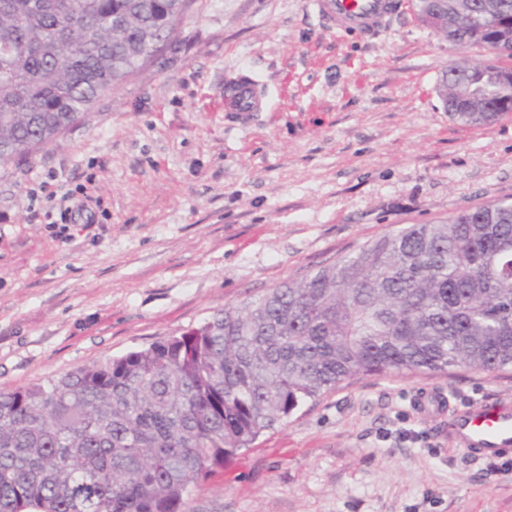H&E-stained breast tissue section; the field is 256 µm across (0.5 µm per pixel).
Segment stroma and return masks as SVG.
I'll return each instance as SVG.
<instances>
[{
    "instance_id": "stroma-1",
    "label": "stroma",
    "mask_w": 512,
    "mask_h": 512,
    "mask_svg": "<svg viewBox=\"0 0 512 512\" xmlns=\"http://www.w3.org/2000/svg\"><path fill=\"white\" fill-rule=\"evenodd\" d=\"M464 58L492 56L407 6L368 40L307 0H194L177 45L0 169V389L181 335L402 225L512 201V112L468 127L438 95ZM242 74L262 111H227ZM65 193L88 218L61 221L49 198ZM436 393L446 404L421 407ZM484 401L512 402V371L355 376L185 510L512 512V452L476 459L448 436L452 413Z\"/></svg>"
}]
</instances>
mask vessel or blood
<instances>
[{
    "label": "vessel or blood",
    "instance_id": "vessel-or-blood-1",
    "mask_svg": "<svg viewBox=\"0 0 512 512\" xmlns=\"http://www.w3.org/2000/svg\"><path fill=\"white\" fill-rule=\"evenodd\" d=\"M310 8L329 28L339 32L355 30L364 36H379L397 12L394 0H308ZM230 112H252L266 96L248 77L231 82L225 92ZM448 434L469 453L493 457L497 450L512 447V411L496 405L475 408L452 420Z\"/></svg>",
    "mask_w": 512,
    "mask_h": 512
}]
</instances>
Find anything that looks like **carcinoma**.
I'll return each mask as SVG.
<instances>
[{
  "mask_svg": "<svg viewBox=\"0 0 512 512\" xmlns=\"http://www.w3.org/2000/svg\"><path fill=\"white\" fill-rule=\"evenodd\" d=\"M193 0H0V167L64 136L177 37ZM418 20L512 47V0ZM450 117L512 112V67L453 63ZM512 368V202L406 224L180 336L0 389V512H184L192 489L304 402L360 374Z\"/></svg>",
  "mask_w": 512,
  "mask_h": 512,
  "instance_id": "carcinoma-1",
  "label": "carcinoma"
}]
</instances>
